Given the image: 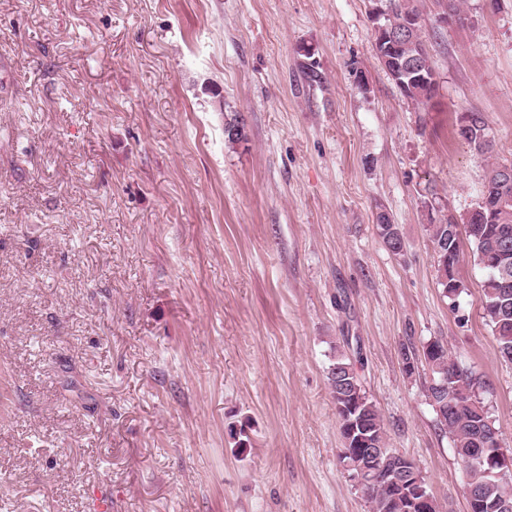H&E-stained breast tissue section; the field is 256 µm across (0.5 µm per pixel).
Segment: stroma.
Returning a JSON list of instances; mask_svg holds the SVG:
<instances>
[{
	"mask_svg": "<svg viewBox=\"0 0 512 512\" xmlns=\"http://www.w3.org/2000/svg\"><path fill=\"white\" fill-rule=\"evenodd\" d=\"M423 5L440 86L418 106L372 0H0V512H368L328 385L347 336L391 447L467 512L401 349L447 345L512 452L486 272L463 244L448 298L426 231L483 182L462 113L512 162V0L445 27Z\"/></svg>",
	"mask_w": 512,
	"mask_h": 512,
	"instance_id": "35a3bbf8",
	"label": "stroma"
}]
</instances>
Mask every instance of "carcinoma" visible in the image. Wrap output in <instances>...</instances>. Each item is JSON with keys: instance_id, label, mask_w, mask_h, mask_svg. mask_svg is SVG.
I'll return each instance as SVG.
<instances>
[{"instance_id": "1", "label": "carcinoma", "mask_w": 512, "mask_h": 512, "mask_svg": "<svg viewBox=\"0 0 512 512\" xmlns=\"http://www.w3.org/2000/svg\"><path fill=\"white\" fill-rule=\"evenodd\" d=\"M378 7L383 10L381 24L386 27L387 34L400 32L408 16L422 15L421 0H378ZM300 51L306 59L303 68L308 81L321 82L316 63L312 62L311 49L302 47ZM414 55L419 56L420 71L411 74L402 72L400 66ZM386 56L390 58L386 71L403 98L424 104L435 96L438 86L432 82V77L436 70L430 60L425 32H420L417 42L403 38L386 52ZM244 140L245 125L241 115L235 113L225 119L224 142L232 147ZM469 145L485 166V178L479 195L497 196L498 208L490 214H483L478 211L479 204L476 203L458 219L450 216L437 224L427 225V231L433 246L440 248L439 284L452 298L463 288L458 277V265L461 254L460 229H465L478 263L487 271L481 300L483 312L492 326L500 358L512 363V266L500 272L489 265L505 243L512 244V188L501 190L500 171L506 163L495 158L493 142L473 139ZM402 358L409 370L422 360L432 371L428 385L429 400L436 408L440 425L448 431L458 457L464 462L468 484L480 495L478 503L467 502V512H512V480L494 479L486 475V467L466 463L467 457L479 452L485 443L491 441L495 431L487 411L477 398V377L455 361L448 347L439 340L428 343L420 353L405 347ZM328 383L340 434L345 440L339 457L349 474L358 472L363 464L361 457L348 455L349 448L353 447V444L346 443L350 437L347 422L351 420L365 434L371 447L384 449L380 457L383 469L391 470L407 462L406 456L389 446L382 416L345 354L336 355L330 365ZM363 493L369 504V512H411L403 490L384 479L376 480Z\"/></svg>"}]
</instances>
